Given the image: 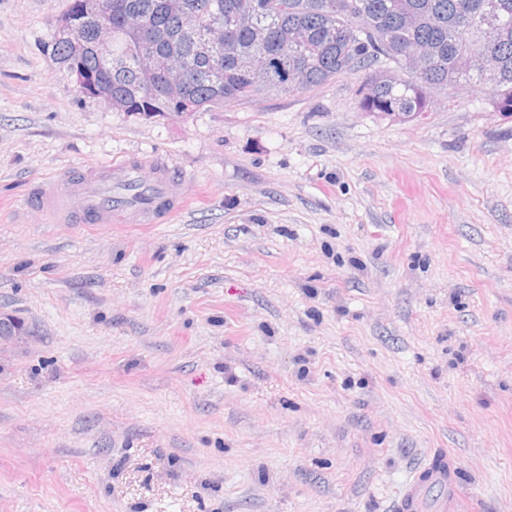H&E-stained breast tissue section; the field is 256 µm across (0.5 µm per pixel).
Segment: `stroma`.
Wrapping results in <instances>:
<instances>
[{
    "instance_id": "1",
    "label": "stroma",
    "mask_w": 512,
    "mask_h": 512,
    "mask_svg": "<svg viewBox=\"0 0 512 512\" xmlns=\"http://www.w3.org/2000/svg\"><path fill=\"white\" fill-rule=\"evenodd\" d=\"M70 0H0V512H393L445 451L512 512V120L364 74L178 117L76 91ZM157 155L161 224H52L38 186Z\"/></svg>"
}]
</instances>
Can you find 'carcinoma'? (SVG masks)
<instances>
[{
  "label": "carcinoma",
  "instance_id": "obj_1",
  "mask_svg": "<svg viewBox=\"0 0 512 512\" xmlns=\"http://www.w3.org/2000/svg\"><path fill=\"white\" fill-rule=\"evenodd\" d=\"M237 0H112V10L125 34L112 47L111 89L121 111L164 112L177 117L227 102L251 100L266 91L291 93L320 86L339 74L365 69L368 87H359V108L377 118L411 117L430 111L432 94L457 81L488 91L492 111L512 118V0H278L275 16L267 14L270 0H246L251 24L236 29L231 45L223 46L224 68L216 74L208 60L196 54L198 37L182 31L186 11L204 12L226 21ZM148 25L161 33L151 48L172 62L190 61L193 76L182 101L163 97L146 101L142 91L162 86L158 73L144 79L134 58L143 47L139 33ZM268 32L265 51L256 49V31ZM297 30L305 38L299 49H288V77L274 56L282 52L279 33ZM431 55L416 78L405 65L419 44ZM492 48L502 69L492 79L480 72L456 76L453 56ZM396 64L382 68L380 60Z\"/></svg>",
  "mask_w": 512,
  "mask_h": 512
}]
</instances>
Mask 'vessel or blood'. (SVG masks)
<instances>
[{"label": "vessel or blood", "mask_w": 512, "mask_h": 512, "mask_svg": "<svg viewBox=\"0 0 512 512\" xmlns=\"http://www.w3.org/2000/svg\"><path fill=\"white\" fill-rule=\"evenodd\" d=\"M181 174L154 155L125 157L74 171L35 195L55 224H158L182 211ZM457 466L439 452L418 468L397 512H454L459 506Z\"/></svg>", "instance_id": "b4317fda"}]
</instances>
